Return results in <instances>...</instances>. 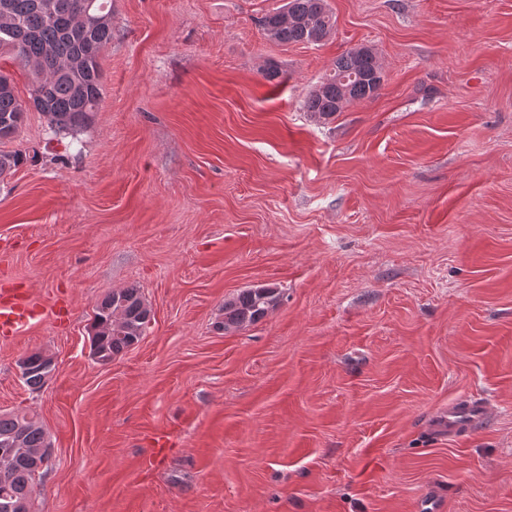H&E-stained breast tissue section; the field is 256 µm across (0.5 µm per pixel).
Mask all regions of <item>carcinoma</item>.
<instances>
[{
    "label": "carcinoma",
    "instance_id": "1",
    "mask_svg": "<svg viewBox=\"0 0 512 512\" xmlns=\"http://www.w3.org/2000/svg\"><path fill=\"white\" fill-rule=\"evenodd\" d=\"M110 0H54L53 13L42 0H0V54L9 53L30 67L27 101L20 100L11 78L0 72V142L12 140L27 112L41 113L55 133L78 132L90 126L103 94L102 53L112 41ZM335 17L327 0H288L259 19L264 36L275 43L318 44L334 32ZM382 67L372 48L362 46L336 57L332 68L303 101L304 111L330 119L349 104L377 96ZM26 161L17 149L0 151V176ZM279 300L277 290L257 286L224 302L228 330L254 323ZM151 319V309L136 286L106 294L96 305L91 344L106 362L137 344ZM21 372L31 391L41 389L51 371L52 356L36 351L25 356ZM43 425L25 410L0 412V512H31L32 498L43 473L33 455L46 447Z\"/></svg>",
    "mask_w": 512,
    "mask_h": 512
}]
</instances>
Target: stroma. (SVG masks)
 Masks as SVG:
<instances>
[{
    "label": "stroma",
    "instance_id": "35a3bbf8",
    "mask_svg": "<svg viewBox=\"0 0 512 512\" xmlns=\"http://www.w3.org/2000/svg\"><path fill=\"white\" fill-rule=\"evenodd\" d=\"M284 2L112 0L93 123L0 144L29 158L0 177V291L38 305L0 412L54 448L33 512H512V0H328L332 36L288 46L257 23ZM361 46L379 94L310 117ZM260 284L280 304L216 330ZM130 285L152 323L99 364ZM468 396L489 419L433 433ZM151 319V309L136 286L106 294L96 305L91 324V346L101 355L93 356L100 364H108L137 344ZM23 358L28 361L26 369L21 372L23 384L31 391L40 390L47 382L48 373L55 369V365L50 368L52 356L45 351H36Z\"/></svg>",
    "mask_w": 512,
    "mask_h": 512
}]
</instances>
